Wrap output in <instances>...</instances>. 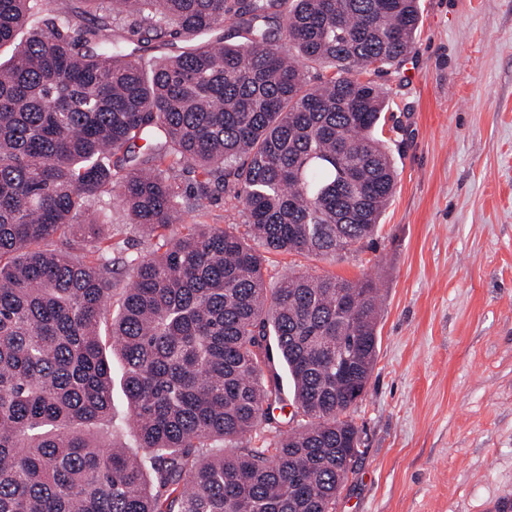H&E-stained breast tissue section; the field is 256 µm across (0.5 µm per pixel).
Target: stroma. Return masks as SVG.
Segmentation results:
<instances>
[{
	"mask_svg": "<svg viewBox=\"0 0 512 512\" xmlns=\"http://www.w3.org/2000/svg\"><path fill=\"white\" fill-rule=\"evenodd\" d=\"M407 58L381 77L398 178L373 241L323 260L268 255L291 271L368 278L380 343L349 411L362 453L336 512H512V0H419ZM113 247L153 248L105 198ZM186 224L244 226L214 191ZM117 442L136 452L120 364Z\"/></svg>",
	"mask_w": 512,
	"mask_h": 512,
	"instance_id": "obj_1",
	"label": "stroma"
}]
</instances>
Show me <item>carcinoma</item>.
Instances as JSON below:
<instances>
[{
  "instance_id": "cac0c4a2",
  "label": "carcinoma",
  "mask_w": 512,
  "mask_h": 512,
  "mask_svg": "<svg viewBox=\"0 0 512 512\" xmlns=\"http://www.w3.org/2000/svg\"><path fill=\"white\" fill-rule=\"evenodd\" d=\"M75 2L0 0V512H335L360 454L347 413L375 364L377 288L310 273L269 288L263 265L376 231L397 173L376 135L384 88L361 73L410 54L417 0ZM226 23L241 42L202 41ZM152 42L181 47L130 50ZM309 63L334 73L312 86ZM185 165L201 176L189 196ZM216 187L250 238L172 232ZM114 191L150 255L105 244L90 207ZM103 330L134 455L115 442ZM276 359L290 399L264 374Z\"/></svg>"
}]
</instances>
